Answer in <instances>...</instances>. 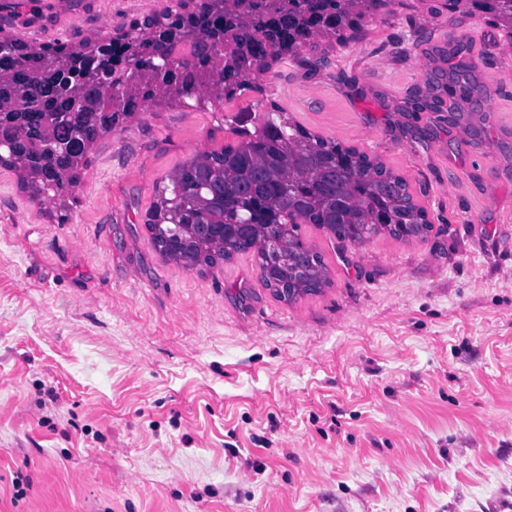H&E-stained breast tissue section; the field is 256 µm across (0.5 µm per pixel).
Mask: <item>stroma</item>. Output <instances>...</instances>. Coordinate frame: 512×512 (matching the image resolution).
I'll return each mask as SVG.
<instances>
[{
  "mask_svg": "<svg viewBox=\"0 0 512 512\" xmlns=\"http://www.w3.org/2000/svg\"><path fill=\"white\" fill-rule=\"evenodd\" d=\"M460 61L470 99L425 108ZM276 108L402 176L426 239L302 225L328 283L289 303L255 252L165 260L157 182ZM0 512H512V35L393 0L233 100L146 103L67 211L0 167Z\"/></svg>",
  "mask_w": 512,
  "mask_h": 512,
  "instance_id": "obj_1",
  "label": "stroma"
}]
</instances>
